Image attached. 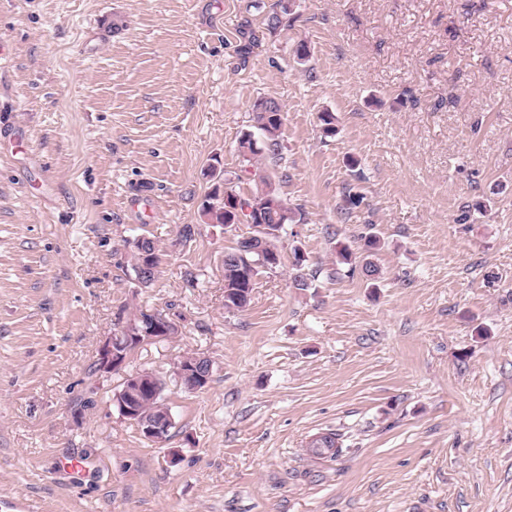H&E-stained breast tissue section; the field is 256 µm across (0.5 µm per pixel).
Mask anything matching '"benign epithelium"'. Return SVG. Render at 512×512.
<instances>
[{
  "label": "benign epithelium",
  "instance_id": "7a95c632",
  "mask_svg": "<svg viewBox=\"0 0 512 512\" xmlns=\"http://www.w3.org/2000/svg\"><path fill=\"white\" fill-rule=\"evenodd\" d=\"M176 325L163 313L148 312L141 319V325L134 323L125 326L117 336L109 337L100 352L99 369L110 372L121 367L135 348L156 340L166 339L174 335ZM178 379L186 378L195 384V390L203 389L209 382L212 373L211 361L200 356L188 365H176ZM159 385V378L150 371H141L128 378L125 389L113 397L122 417L135 423L142 433L154 440L167 437L171 424V413L162 416H148L140 413L136 405V394L154 390Z\"/></svg>",
  "mask_w": 512,
  "mask_h": 512
}]
</instances>
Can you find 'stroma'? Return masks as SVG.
<instances>
[{"label":"stroma","instance_id":"35a3bbf8","mask_svg":"<svg viewBox=\"0 0 512 512\" xmlns=\"http://www.w3.org/2000/svg\"><path fill=\"white\" fill-rule=\"evenodd\" d=\"M2 45L0 495L41 512H512V0H0ZM262 97L283 107L275 184L298 217L230 312L224 253L250 227L202 203L215 174L254 190L237 142ZM141 236L162 252L147 288L128 265ZM141 310L177 334L103 372ZM189 352L212 362L196 392L173 374ZM143 370L173 416L159 442L112 403ZM320 433L336 458L307 452Z\"/></svg>","mask_w":512,"mask_h":512}]
</instances>
